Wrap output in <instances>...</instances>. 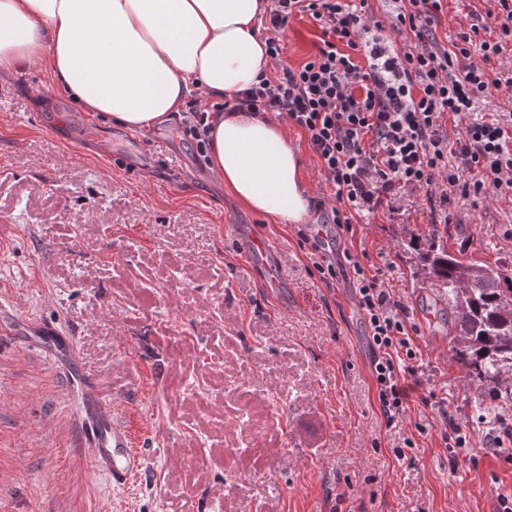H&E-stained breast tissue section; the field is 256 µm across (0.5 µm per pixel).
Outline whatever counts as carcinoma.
I'll return each mask as SVG.
<instances>
[{
	"label": "carcinoma",
	"instance_id": "1",
	"mask_svg": "<svg viewBox=\"0 0 512 512\" xmlns=\"http://www.w3.org/2000/svg\"><path fill=\"white\" fill-rule=\"evenodd\" d=\"M443 239L433 225L416 275L435 290L431 307L448 299V335L468 376L511 398L504 375L512 370V277L498 266L451 254Z\"/></svg>",
	"mask_w": 512,
	"mask_h": 512
}]
</instances>
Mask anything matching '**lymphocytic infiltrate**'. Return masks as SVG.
<instances>
[{
    "instance_id": "lymphocytic-infiltrate-1",
    "label": "lymphocytic infiltrate",
    "mask_w": 512,
    "mask_h": 512,
    "mask_svg": "<svg viewBox=\"0 0 512 512\" xmlns=\"http://www.w3.org/2000/svg\"><path fill=\"white\" fill-rule=\"evenodd\" d=\"M367 0H269L265 52L281 57L280 36L290 19L307 15L322 31L317 54L298 67L280 64L229 100L201 108L190 103L177 128L207 154L211 120L224 112H267L308 136L323 179L335 190L332 222L350 230L384 196L406 187L426 189L429 203L446 208L449 192L512 194V123L503 116L476 119L472 111L512 76H490L470 63L471 32L454 50L435 38L441 0H406L390 20L410 39L395 59L364 53ZM464 131L449 140L447 119ZM359 311L372 348L370 371L386 424L401 418L410 400L408 376L417 375V353L404 308L382 281L348 257Z\"/></svg>"
}]
</instances>
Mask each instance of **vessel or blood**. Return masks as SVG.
Here are the masks:
<instances>
[{
    "instance_id": "vessel-or-blood-1",
    "label": "vessel or blood",
    "mask_w": 512,
    "mask_h": 512,
    "mask_svg": "<svg viewBox=\"0 0 512 512\" xmlns=\"http://www.w3.org/2000/svg\"><path fill=\"white\" fill-rule=\"evenodd\" d=\"M23 331L39 343L45 358L51 361H68L76 354L73 336L59 328L28 320ZM81 415L92 467L106 475L114 487H126L143 467V456L128 429L117 420L111 406L89 387L82 393Z\"/></svg>"
}]
</instances>
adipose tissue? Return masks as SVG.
Segmentation results:
<instances>
[{
    "instance_id": "adipose-tissue-1",
    "label": "adipose tissue",
    "mask_w": 512,
    "mask_h": 512,
    "mask_svg": "<svg viewBox=\"0 0 512 512\" xmlns=\"http://www.w3.org/2000/svg\"><path fill=\"white\" fill-rule=\"evenodd\" d=\"M266 0H0V76L46 66L89 112L149 130L194 92L224 98L268 75L258 37ZM209 167L235 198L281 224L304 223L302 163L263 112H226Z\"/></svg>"
}]
</instances>
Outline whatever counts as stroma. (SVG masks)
Listing matches in <instances>:
<instances>
[{"instance_id":"stroma-1","label":"stroma","mask_w":512,"mask_h":512,"mask_svg":"<svg viewBox=\"0 0 512 512\" xmlns=\"http://www.w3.org/2000/svg\"><path fill=\"white\" fill-rule=\"evenodd\" d=\"M489 0H444L451 47ZM322 32L290 20L282 59L316 54ZM309 198H328L305 133L289 127ZM448 249L512 275V195H451ZM434 216L422 189L396 191L351 231L309 209L281 224L241 205L174 121L148 131L85 111L46 70L0 79V317L70 332L78 368L0 334V512H498L512 497V402L497 420L481 382L428 317L411 274ZM281 257L266 287L245 242ZM380 272L406 309L425 391L386 426L367 326L344 275L326 285L302 235ZM93 385L144 464L128 488L92 469L78 405ZM254 406L257 458L235 423ZM466 445L452 440L453 430ZM495 436L500 448L473 455Z\"/></svg>"}]
</instances>
